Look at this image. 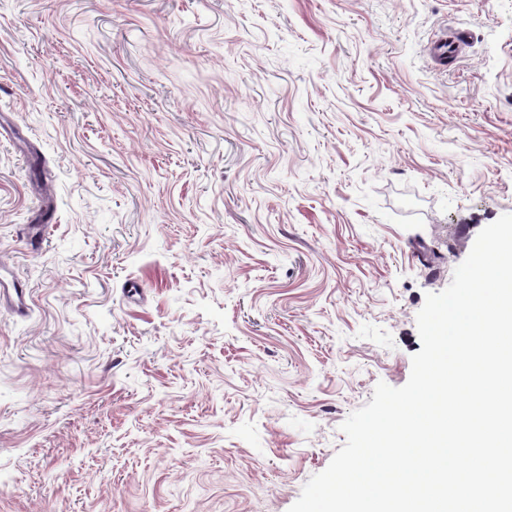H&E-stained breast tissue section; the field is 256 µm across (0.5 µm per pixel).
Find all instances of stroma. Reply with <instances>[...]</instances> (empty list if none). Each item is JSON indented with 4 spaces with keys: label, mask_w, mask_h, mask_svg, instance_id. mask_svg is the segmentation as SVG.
Segmentation results:
<instances>
[{
    "label": "stroma",
    "mask_w": 512,
    "mask_h": 512,
    "mask_svg": "<svg viewBox=\"0 0 512 512\" xmlns=\"http://www.w3.org/2000/svg\"><path fill=\"white\" fill-rule=\"evenodd\" d=\"M507 213L512 0H0V512H288Z\"/></svg>",
    "instance_id": "obj_1"
}]
</instances>
